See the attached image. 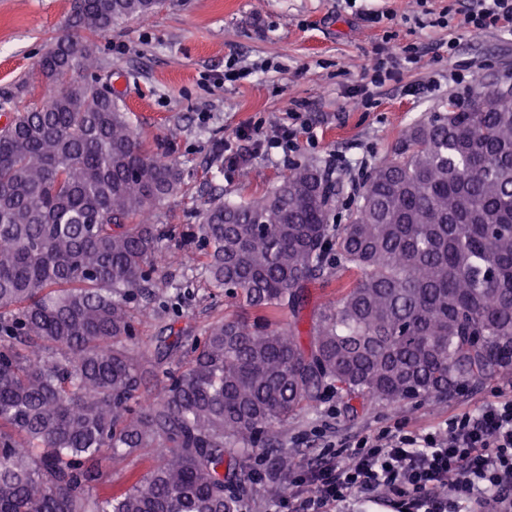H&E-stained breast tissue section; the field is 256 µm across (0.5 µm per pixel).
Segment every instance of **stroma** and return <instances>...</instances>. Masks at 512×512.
Masks as SVG:
<instances>
[{"mask_svg":"<svg viewBox=\"0 0 512 512\" xmlns=\"http://www.w3.org/2000/svg\"><path fill=\"white\" fill-rule=\"evenodd\" d=\"M468 6L469 0H163L151 17L97 38L96 51L133 126L184 171L183 190L169 202L170 223H197L209 197L241 201L271 188L290 165L311 160L341 182L344 221L360 185L407 127L466 96L478 81L512 86V32L469 31ZM70 11L71 0H0V101H44L57 91L58 82L38 78L37 63L67 30ZM411 45L421 51L414 63L403 55ZM380 55L394 65L367 108L357 89L366 64ZM230 65L243 78L225 80ZM292 111L303 123L293 152L266 155L251 129L273 136ZM158 275L179 290L160 294L165 311L140 325L143 342L169 326L190 340L240 312L235 299L208 289L197 265H165ZM499 386L490 379L443 399L420 397L397 409L368 402L355 413L328 392L276 426L277 445L304 466L329 446L397 421L432 430L481 405ZM241 481L242 512H268L269 488L295 491L267 454L255 456Z\"/></svg>","mask_w":512,"mask_h":512,"instance_id":"obj_1","label":"stroma"}]
</instances>
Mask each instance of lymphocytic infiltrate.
Wrapping results in <instances>:
<instances>
[{
	"mask_svg": "<svg viewBox=\"0 0 512 512\" xmlns=\"http://www.w3.org/2000/svg\"><path fill=\"white\" fill-rule=\"evenodd\" d=\"M469 28L512 27V0H475ZM275 512H348L354 498L401 512H512V392L426 433L404 424L362 435L301 467Z\"/></svg>",
	"mask_w": 512,
	"mask_h": 512,
	"instance_id": "obj_1",
	"label": "lymphocytic infiltrate"
}]
</instances>
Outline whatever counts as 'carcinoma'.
Listing matches in <instances>:
<instances>
[{
	"label": "carcinoma",
	"instance_id": "obj_1",
	"mask_svg": "<svg viewBox=\"0 0 512 512\" xmlns=\"http://www.w3.org/2000/svg\"><path fill=\"white\" fill-rule=\"evenodd\" d=\"M160 0H80L42 54L43 102L0 109V512H241L231 479L274 451L275 426L334 391L399 407L496 378L512 384V90L479 81L399 138L336 224L340 183L311 161L199 223H164L184 184L100 84L95 38ZM201 264L252 320L216 321L186 359H157L136 322L160 315L155 276ZM355 275L313 306L337 269ZM291 312L280 323L271 314ZM159 388L147 405V385ZM151 448L123 492L101 482Z\"/></svg>",
	"mask_w": 512,
	"mask_h": 512
}]
</instances>
